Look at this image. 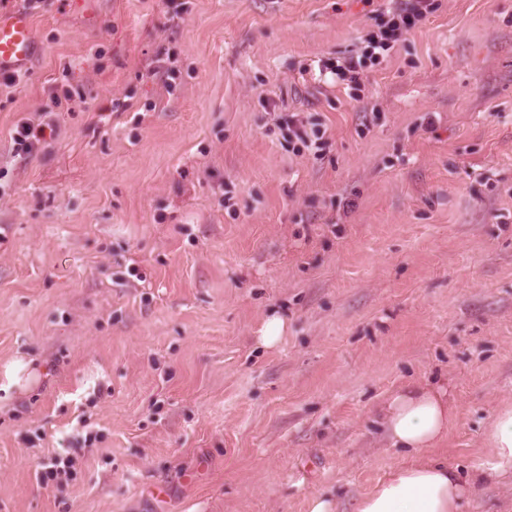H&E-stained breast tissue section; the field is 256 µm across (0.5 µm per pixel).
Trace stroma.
<instances>
[{"label":"stroma","mask_w":512,"mask_h":512,"mask_svg":"<svg viewBox=\"0 0 512 512\" xmlns=\"http://www.w3.org/2000/svg\"><path fill=\"white\" fill-rule=\"evenodd\" d=\"M434 3L357 94L325 66L397 0H0L40 47L0 86V512H354L411 381L476 476L512 404V0ZM24 121L55 132L19 155ZM284 327L285 321L282 317L278 315L271 316L260 330V343L268 348L276 346L282 337Z\"/></svg>","instance_id":"35a3bbf8"}]
</instances>
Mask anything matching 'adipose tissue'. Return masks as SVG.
<instances>
[{
  "instance_id": "1",
  "label": "adipose tissue",
  "mask_w": 512,
  "mask_h": 512,
  "mask_svg": "<svg viewBox=\"0 0 512 512\" xmlns=\"http://www.w3.org/2000/svg\"><path fill=\"white\" fill-rule=\"evenodd\" d=\"M456 418L444 386L408 384L394 391L382 407L391 448L403 458L357 502L356 512H463L473 493L456 467L429 458ZM489 455L480 472L487 477L512 475V405L495 410L487 423Z\"/></svg>"
}]
</instances>
